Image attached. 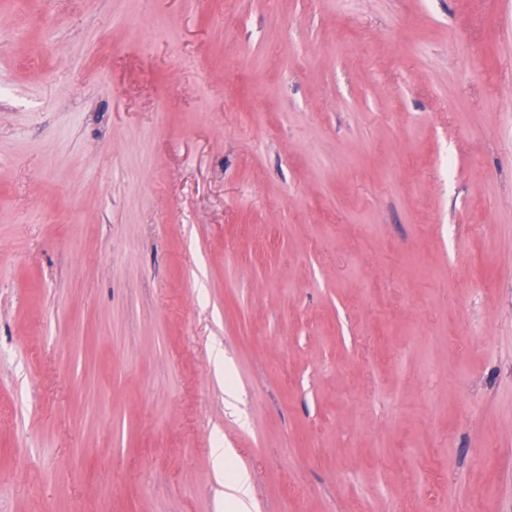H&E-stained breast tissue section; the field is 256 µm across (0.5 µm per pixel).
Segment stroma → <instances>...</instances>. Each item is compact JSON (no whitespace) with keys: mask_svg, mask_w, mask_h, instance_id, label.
Returning a JSON list of instances; mask_svg holds the SVG:
<instances>
[{"mask_svg":"<svg viewBox=\"0 0 512 512\" xmlns=\"http://www.w3.org/2000/svg\"><path fill=\"white\" fill-rule=\"evenodd\" d=\"M0 88V512H512V0H0ZM225 496L234 502L237 512H249L252 504V492L250 477L247 472H241L237 476L224 482Z\"/></svg>","mask_w":512,"mask_h":512,"instance_id":"stroma-1","label":"stroma"}]
</instances>
